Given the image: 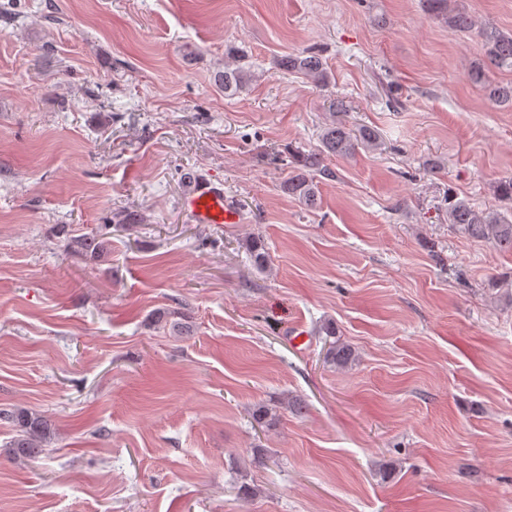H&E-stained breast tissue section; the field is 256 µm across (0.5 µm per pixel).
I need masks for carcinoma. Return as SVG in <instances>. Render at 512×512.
Here are the masks:
<instances>
[{"instance_id":"1","label":"carcinoma","mask_w":512,"mask_h":512,"mask_svg":"<svg viewBox=\"0 0 512 512\" xmlns=\"http://www.w3.org/2000/svg\"><path fill=\"white\" fill-rule=\"evenodd\" d=\"M429 10L446 16L448 27L471 31L481 39L484 57L497 69L512 71V33H504L493 27H478L465 12L451 8L454 0H425ZM282 66L299 74L310 77L316 83L327 81V74L321 58L305 50L291 54L282 61ZM250 77L244 67L235 68L226 65L224 72L218 75V82L224 86V92L240 88ZM472 82L483 87L487 97L498 103L512 102V85L492 83L488 80L485 64L475 63L469 72ZM378 147L377 134L370 129H361L353 133L346 124L334 120L325 128L320 145L297 156L295 174L288 180V193L313 207L317 203V184L314 176L326 179L336 177V172L328 167L330 157H351L359 148ZM448 223L458 227L473 239L488 240L502 250L512 251V213L507 215L498 211H478L466 198L448 192ZM72 247L100 258L108 253L107 241L98 236H85L72 241ZM321 332L330 339L326 351L327 361L338 367L347 366L354 358L351 346L343 342L336 332V325L327 322ZM0 420L9 423L16 433L10 444L9 454L15 460H33L42 452V444L52 434L48 420L28 409L0 410Z\"/></svg>"}]
</instances>
